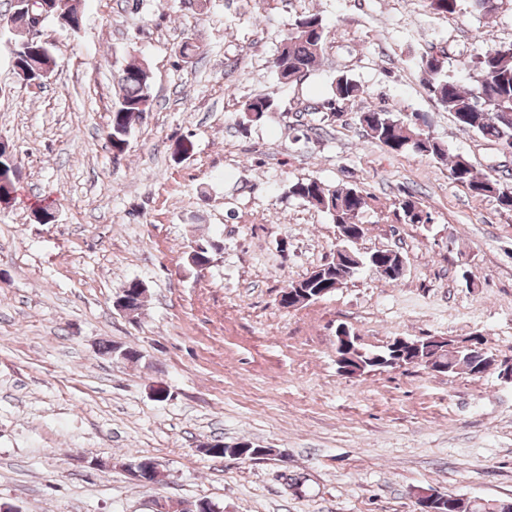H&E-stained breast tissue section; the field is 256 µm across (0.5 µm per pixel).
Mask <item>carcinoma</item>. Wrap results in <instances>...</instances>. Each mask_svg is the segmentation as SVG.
<instances>
[{"label": "carcinoma", "instance_id": "obj_1", "mask_svg": "<svg viewBox=\"0 0 512 512\" xmlns=\"http://www.w3.org/2000/svg\"><path fill=\"white\" fill-rule=\"evenodd\" d=\"M461 0H429L433 14L452 16L460 11ZM22 16L34 13L44 16L43 22L53 20L56 9L48 10L45 0H20L12 6ZM327 31L323 19L317 14H301L295 17L288 35L276 49L273 69L282 84L293 83L313 69L323 52ZM424 76V85L436 102L452 113L459 128L488 139L504 150L512 148V42L496 44L468 61L474 86L463 88L457 81L444 74L443 56L427 51L416 61ZM122 95L112 107L108 117L107 136L112 152H126L129 137L142 118L150 110V72L143 65L129 64L122 70L120 78ZM364 94L362 86L349 73L343 72L332 82V93L320 106H307L304 111H324L332 116L344 113L346 105ZM275 101L270 95L248 99L243 112L248 121L262 119L274 111ZM360 124L367 135L390 153L413 152L420 156L443 159L448 150L435 137L422 129L424 117L418 114H403L387 107H378L359 113ZM448 178L463 187L474 198H492L505 213H512V186L488 176L479 175L471 161L462 154L452 156L448 164ZM288 195L331 216L336 225L360 224L359 215L370 206V196L357 187H338L325 184L319 179H299L290 184ZM396 219L405 224H431L433 217L415 196L408 194L394 203ZM355 268L338 265L331 261L320 265L317 274L289 282L304 294L315 297L321 288L334 284L336 280H349ZM140 282H128L126 299L134 310L144 303V292ZM442 344L431 337L419 339L415 356L424 362L436 363L441 358ZM390 348L375 352L365 351L358 357L365 371L380 369L379 358L388 355ZM463 368L475 378L484 375L480 362L474 357L459 352V357L448 364V371ZM428 512H512V501L464 502L447 494L428 505Z\"/></svg>", "mask_w": 512, "mask_h": 512}]
</instances>
